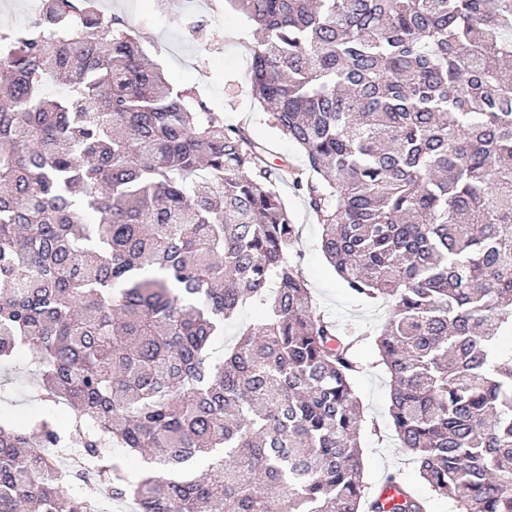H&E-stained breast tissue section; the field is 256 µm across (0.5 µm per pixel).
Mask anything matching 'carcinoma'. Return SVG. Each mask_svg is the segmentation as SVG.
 <instances>
[{
	"mask_svg": "<svg viewBox=\"0 0 512 512\" xmlns=\"http://www.w3.org/2000/svg\"><path fill=\"white\" fill-rule=\"evenodd\" d=\"M228 2L303 169L169 84L120 17L100 33L94 0L0 30V365L28 355L83 420L0 422V512H85L62 438L139 512H426L396 473L364 496L360 365L291 258L282 182L346 287L392 304L398 447L456 512H512V0ZM258 317L257 312L252 307L243 308L233 321L224 325V334L219 336L214 342V348L220 353L224 352V347L231 345L237 338L241 327L252 324Z\"/></svg>",
	"mask_w": 512,
	"mask_h": 512,
	"instance_id": "cac0c4a2",
	"label": "carcinoma"
}]
</instances>
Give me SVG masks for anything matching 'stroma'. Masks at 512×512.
Listing matches in <instances>:
<instances>
[{
    "instance_id": "obj_1",
    "label": "stroma",
    "mask_w": 512,
    "mask_h": 512,
    "mask_svg": "<svg viewBox=\"0 0 512 512\" xmlns=\"http://www.w3.org/2000/svg\"><path fill=\"white\" fill-rule=\"evenodd\" d=\"M107 13L124 18L139 33L143 49L160 64L167 79L179 89L190 88L221 113L226 127H242L261 140L272 163L302 166V152L273 128L269 115L253 97L249 48L256 35L250 23L228 0H193L194 12L205 17L203 33L189 35L182 26L177 0H95ZM279 191L299 229L293 259L299 265L318 308L330 314L358 342L354 352L363 370L354 390L363 411L360 446L365 492L378 489L391 472L414 487L427 504V512H455L453 503L433 494L420 479L406 449L397 447L388 412L389 387L370 333L388 318L390 309L380 302L356 296L345 287L321 248V227L305 201L288 185ZM35 367L28 356H18L12 367H0V416L9 419L48 417L58 426L67 423V409L42 402L36 392Z\"/></svg>"
}]
</instances>
